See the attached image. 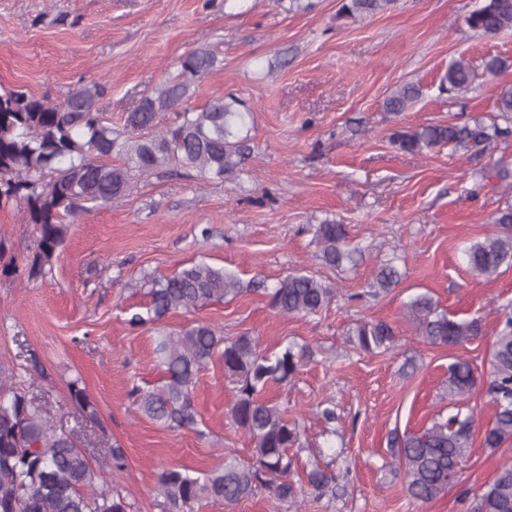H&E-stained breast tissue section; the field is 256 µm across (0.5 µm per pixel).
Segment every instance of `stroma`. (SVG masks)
Here are the masks:
<instances>
[{
	"mask_svg": "<svg viewBox=\"0 0 512 512\" xmlns=\"http://www.w3.org/2000/svg\"><path fill=\"white\" fill-rule=\"evenodd\" d=\"M482 0H394L390 9L343 18L342 0H0V86L49 100L89 82L107 86L100 109L120 124L124 112L180 72L196 50L214 68L190 90L189 103L218 95L242 101L253 153L231 181L196 171L135 177L119 202L78 214L51 276L0 278V367L11 368L56 431L78 439L94 461L122 448L126 469L111 475L113 493L131 512H167L158 475L174 466L192 476L252 460V444L234 426L236 384L222 358L194 390L198 424L170 428L147 418L132 388L162 386L155 348L160 335L205 322L225 339H256L272 353L310 345L314 356L285 387L265 392L298 419L301 467L339 474L335 494L299 491L296 503L266 488L227 505L201 501L184 512H471L512 442L491 454L474 447L459 478L437 499L412 500L391 455L394 434L419 433L447 417L448 366L470 362L479 381L490 372L492 338L502 307H512V267L485 280L467 266L465 247L501 233L495 218L512 204V185L493 175L512 169V135L484 149L450 144L423 153L389 140L401 128L496 116L512 69L480 78L451 98L439 77L454 60H512V29L475 33L467 16ZM423 90L409 111L383 109L400 84ZM345 225L363 251L342 268L327 265L313 237L316 224ZM37 230L19 204L0 207V239L17 260L31 253ZM236 275L242 294L201 310L167 314L153 328L133 327L145 312L152 280L197 262ZM393 262L399 284L372 294L378 266ZM303 270L338 288L313 316H285L268 292ZM430 294L457 319L481 317L484 336L464 347L426 344L405 315L414 296ZM384 321L395 348L369 354L354 330ZM78 382L98 411L83 418L68 386ZM336 408L327 423L316 409Z\"/></svg>",
	"mask_w": 512,
	"mask_h": 512,
	"instance_id": "35a3bbf8",
	"label": "stroma"
}]
</instances>
